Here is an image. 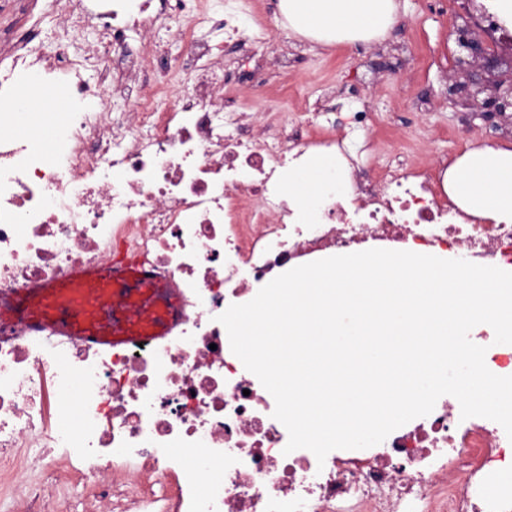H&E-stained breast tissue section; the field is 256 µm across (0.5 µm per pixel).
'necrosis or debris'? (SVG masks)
I'll use <instances>...</instances> for the list:
<instances>
[{
	"label": "necrosis or debris",
	"mask_w": 512,
	"mask_h": 512,
	"mask_svg": "<svg viewBox=\"0 0 512 512\" xmlns=\"http://www.w3.org/2000/svg\"><path fill=\"white\" fill-rule=\"evenodd\" d=\"M236 2L54 0L49 46L0 38V506L68 512L78 494L93 512H505L512 485L488 463L512 440L492 420L462 419L453 396L378 449L321 463L286 452L273 396L232 352L219 315L329 249L465 255L512 272V224L460 223L426 174L376 165L365 94L338 104L330 89L307 92L286 129L255 142L224 102L221 59L225 44L246 52L272 35ZM91 21L100 38L75 62L70 34ZM165 30L183 55H170ZM32 74L71 102L45 149L13 126ZM316 151L343 162L344 189L306 211L283 181ZM130 258L164 295L153 312L105 275ZM86 269L101 278L76 284ZM68 281L41 300V322L14 312L16 297ZM116 300L136 341L56 321L62 310L93 325ZM65 407L79 431L57 419Z\"/></svg>",
	"instance_id": "1"
}]
</instances>
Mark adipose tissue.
Wrapping results in <instances>:
<instances>
[{"label": "adipose tissue", "mask_w": 512, "mask_h": 512, "mask_svg": "<svg viewBox=\"0 0 512 512\" xmlns=\"http://www.w3.org/2000/svg\"><path fill=\"white\" fill-rule=\"evenodd\" d=\"M289 30L321 43H353L385 37L398 0H280ZM343 169L323 154L312 155L306 169L288 176V191L315 202ZM444 189L466 213L512 222V147L486 146L459 156L444 176Z\"/></svg>", "instance_id": "adipose-tissue-1"}]
</instances>
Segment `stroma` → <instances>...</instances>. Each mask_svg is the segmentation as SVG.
<instances>
[{
  "instance_id": "stroma-1",
  "label": "stroma",
  "mask_w": 512,
  "mask_h": 512,
  "mask_svg": "<svg viewBox=\"0 0 512 512\" xmlns=\"http://www.w3.org/2000/svg\"><path fill=\"white\" fill-rule=\"evenodd\" d=\"M49 0H0V35L49 44L54 26L47 17ZM444 9L430 11L427 0H399L398 15L380 42L322 45L303 38L281 23L279 0H250L249 10L282 38L296 57L289 70L278 64L274 49H258L239 62L224 50V90L249 117L255 136L277 126L278 113L289 111L280 99L284 85L302 83L344 91L361 82L379 114L372 131L379 162L404 155L419 169L438 170L466 149L512 145V116L490 119L465 103L459 86L468 77L456 67V29L462 17L476 13L481 0H443ZM263 83L265 101L251 94Z\"/></svg>"
}]
</instances>
